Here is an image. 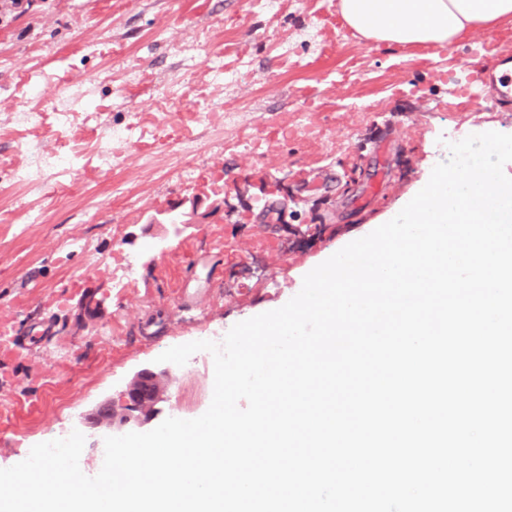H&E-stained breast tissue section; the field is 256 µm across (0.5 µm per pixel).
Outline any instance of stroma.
Segmentation results:
<instances>
[{
    "instance_id": "stroma-1",
    "label": "stroma",
    "mask_w": 512,
    "mask_h": 512,
    "mask_svg": "<svg viewBox=\"0 0 512 512\" xmlns=\"http://www.w3.org/2000/svg\"><path fill=\"white\" fill-rule=\"evenodd\" d=\"M249 2L22 0L0 14V326L37 339L0 354V469L23 461L52 431H81L85 455L94 456L82 418L102 400L119 399L136 371L170 347L283 306L314 267L396 216L447 160L448 142L512 134V105L458 96L482 79L487 57L512 67V41L487 53L479 44L489 33H470L437 48L429 65L423 46L370 47L349 30L308 74L289 73L274 50L277 39L291 37L297 52L312 54L315 38L305 25L331 0H298L273 19ZM230 19L254 73L220 93L207 68ZM193 40L197 66L190 70L182 47ZM306 78L327 102L315 119L329 139L291 141L263 160L215 158L213 174L193 185L172 173L184 132L204 143L224 136L205 122L186 124V113L217 112L235 99L254 128L273 112L292 124L299 111L292 91ZM169 80L186 95L157 122L161 177L142 172L133 143L125 147V168L98 166L99 154L112 149V126L145 111L155 87ZM30 112L42 113V122L27 124ZM21 140L39 153H67L72 169L18 184ZM283 167L295 183L320 167L337 172L339 182L322 197L294 192L284 225L262 223L259 208L242 205L177 236L145 222L187 194L230 195L244 170L264 182L262 200L271 202L280 195L271 176ZM116 180L142 196L139 209L113 196ZM129 256L137 279L120 291L112 270ZM102 292L106 303L85 309V297ZM213 383V369L192 355L173 369L162 417L202 415Z\"/></svg>"
}]
</instances>
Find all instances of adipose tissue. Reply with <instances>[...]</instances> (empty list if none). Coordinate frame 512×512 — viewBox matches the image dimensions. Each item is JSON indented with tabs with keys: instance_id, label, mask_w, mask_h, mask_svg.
Wrapping results in <instances>:
<instances>
[{
	"instance_id": "obj_1",
	"label": "adipose tissue",
	"mask_w": 512,
	"mask_h": 512,
	"mask_svg": "<svg viewBox=\"0 0 512 512\" xmlns=\"http://www.w3.org/2000/svg\"><path fill=\"white\" fill-rule=\"evenodd\" d=\"M338 9L371 44L444 48L462 34L512 20V0H338Z\"/></svg>"
}]
</instances>
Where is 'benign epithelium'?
<instances>
[{"label": "benign epithelium", "instance_id": "obj_1", "mask_svg": "<svg viewBox=\"0 0 512 512\" xmlns=\"http://www.w3.org/2000/svg\"><path fill=\"white\" fill-rule=\"evenodd\" d=\"M254 188L256 183L253 176L241 174L234 178L235 196L239 203L246 204L251 198L258 199L257 194L251 193ZM231 207L227 198L205 207L201 198L192 196L154 210L147 217V223L166 226L173 235L178 236L188 226L199 224L219 210ZM172 381L173 372L169 366L140 369L126 383L121 404L105 400L84 416L83 423L104 432L122 429L133 431L147 426L160 413L159 404L167 398Z\"/></svg>", "mask_w": 512, "mask_h": 512}]
</instances>
